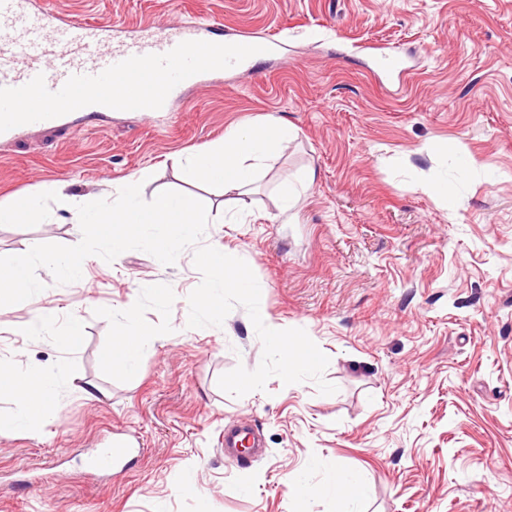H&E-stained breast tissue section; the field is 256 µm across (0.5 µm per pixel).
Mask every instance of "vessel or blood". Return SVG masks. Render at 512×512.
I'll use <instances>...</instances> for the list:
<instances>
[{"label":"vessel or blood","instance_id":"vessel-or-blood-1","mask_svg":"<svg viewBox=\"0 0 512 512\" xmlns=\"http://www.w3.org/2000/svg\"><path fill=\"white\" fill-rule=\"evenodd\" d=\"M212 23L193 16L173 27L148 19L122 38L111 25L63 20L38 0H0V131L54 121L63 112H174L183 91L239 69L268 45L243 31L212 36ZM245 425L224 431V456L255 454ZM135 449L115 440L92 467L120 472Z\"/></svg>","mask_w":512,"mask_h":512}]
</instances>
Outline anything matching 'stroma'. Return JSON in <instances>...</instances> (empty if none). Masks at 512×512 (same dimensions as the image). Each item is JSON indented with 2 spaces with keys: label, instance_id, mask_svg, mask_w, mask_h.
<instances>
[{
  "label": "stroma",
  "instance_id": "35a3bbf8",
  "mask_svg": "<svg viewBox=\"0 0 512 512\" xmlns=\"http://www.w3.org/2000/svg\"><path fill=\"white\" fill-rule=\"evenodd\" d=\"M41 5L129 28L200 15L216 38L246 30L279 42L251 70L188 89L184 111L68 112L0 135V204L54 181L92 200L137 180L147 201L195 197L216 219L202 244L249 265L265 312L307 332L337 391L274 376L242 397L223 392L218 377L256 369L262 344L239 305L222 327H188L202 279L193 248L171 265L139 250L90 256L84 279L67 285L39 268L44 291L0 307V368L55 374L59 411L33 433L0 427V512H347L327 488L339 469L369 488L356 512H512V0ZM383 55L408 67L401 92L382 84ZM271 117L296 136L247 194L182 175L181 157ZM440 173L455 209L419 188ZM286 180L305 187L283 219ZM81 238L60 213L0 225V256ZM132 298L154 333L133 383L111 363ZM44 308L58 313L53 328L14 334ZM74 317L83 330L72 348ZM236 423L262 440L247 463L224 457ZM118 438L138 457L117 476L93 475L90 456ZM292 476L312 493H291Z\"/></svg>",
  "mask_w": 512,
  "mask_h": 512
}]
</instances>
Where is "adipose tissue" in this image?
I'll list each match as a JSON object with an SVG mask.
<instances>
[{"label": "adipose tissue", "mask_w": 512, "mask_h": 512, "mask_svg": "<svg viewBox=\"0 0 512 512\" xmlns=\"http://www.w3.org/2000/svg\"><path fill=\"white\" fill-rule=\"evenodd\" d=\"M294 134L293 127L277 120L257 129L234 126L225 131L221 143L186 155L180 168L194 181L242 191L255 183L264 161ZM123 316L128 323L127 332L121 338L113 363L126 377L133 379L137 376V362L151 341V331L137 322L135 308L124 310ZM4 390L19 402L16 413L7 421L10 428L30 431L53 416L58 408L57 381L51 373L0 369V391Z\"/></svg>", "instance_id": "ef3b65f1"}]
</instances>
